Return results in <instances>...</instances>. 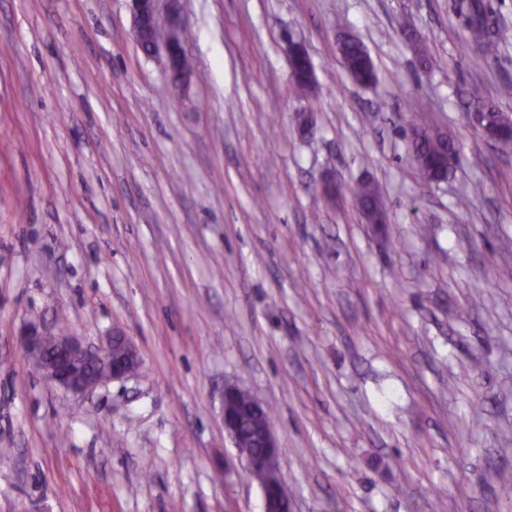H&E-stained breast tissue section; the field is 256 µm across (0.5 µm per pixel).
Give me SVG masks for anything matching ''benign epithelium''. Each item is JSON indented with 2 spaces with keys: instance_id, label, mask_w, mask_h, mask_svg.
Instances as JSON below:
<instances>
[{
  "instance_id": "1",
  "label": "benign epithelium",
  "mask_w": 512,
  "mask_h": 512,
  "mask_svg": "<svg viewBox=\"0 0 512 512\" xmlns=\"http://www.w3.org/2000/svg\"><path fill=\"white\" fill-rule=\"evenodd\" d=\"M128 2L138 48L146 58L162 60L170 84L177 91L188 93L192 71L181 69V62L187 57L182 35L187 26L183 0ZM160 28L166 30L162 39L156 37ZM20 342L47 382L77 395L127 378L141 361L134 342L121 330L92 344L43 323H27L20 330ZM238 392L239 387L235 384L224 387V432L244 458L251 476L264 475L275 481L273 485H260L264 512H290L292 502L280 477L282 452L273 426L266 420L258 426L261 451L243 442L238 413L228 406V401Z\"/></svg>"
}]
</instances>
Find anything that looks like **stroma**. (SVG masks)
Segmentation results:
<instances>
[{"instance_id":"35a3bbf8","label":"stroma","mask_w":512,"mask_h":512,"mask_svg":"<svg viewBox=\"0 0 512 512\" xmlns=\"http://www.w3.org/2000/svg\"><path fill=\"white\" fill-rule=\"evenodd\" d=\"M459 2L184 0L183 99L126 0H0V512H263L229 383L273 411L293 512H512V153L466 117L475 85L512 115V0H482L480 65ZM428 124L457 152L439 184L410 157ZM35 321L122 329L142 366L74 396L25 358ZM470 10L479 17L471 24V29L477 36L476 41L479 43L480 54L483 59L493 56L497 51L499 33L493 29L492 25L489 26L487 17L482 13L480 3L470 1ZM343 68L356 84L367 87L376 81L373 61L364 46L354 38H344L340 43ZM312 78V70L309 69L305 61L296 62L291 66V84L294 92L299 96L308 95L314 87V81L309 80ZM351 194L358 206H369L373 215H384V199L375 184L361 182L351 188Z\"/></svg>"}]
</instances>
